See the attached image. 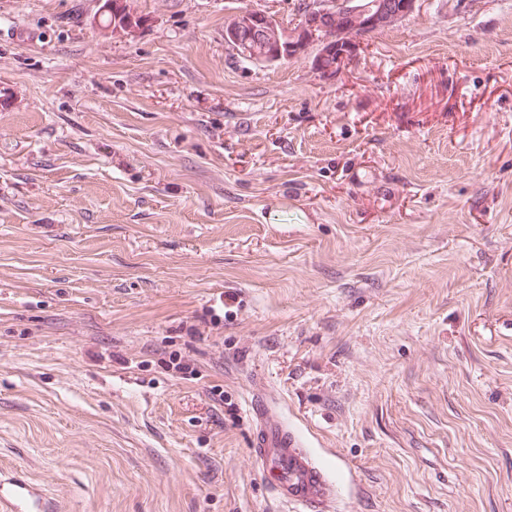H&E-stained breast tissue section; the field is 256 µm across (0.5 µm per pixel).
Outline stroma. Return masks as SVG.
I'll return each mask as SVG.
<instances>
[{
    "label": "stroma",
    "mask_w": 512,
    "mask_h": 512,
    "mask_svg": "<svg viewBox=\"0 0 512 512\" xmlns=\"http://www.w3.org/2000/svg\"><path fill=\"white\" fill-rule=\"evenodd\" d=\"M0 0V469L60 512H512V0H418L337 77L298 0ZM189 371L178 370V363ZM105 6L103 10H107ZM105 16L109 25L113 24V28H125L134 23L135 26L144 22V17H137L131 13L128 0H111L109 9L106 11ZM249 14L250 13L246 12L242 15L236 16L233 19H231L225 26L224 43L227 45L229 49H231L232 51H236L238 55H241V57L246 60L253 59L256 61L271 63L269 54L270 52H272L275 42L276 61L295 57V55L291 53L292 48L288 45V32L284 33L283 40L285 42L282 43V40L280 39L278 32L276 30L272 31L271 29L267 28L261 21L263 18V13L261 12H257L253 15L255 24L250 25V29H248L246 33V38L257 45H265L267 42L271 44L267 45L265 51L258 52V54H256V57H252L251 51H248L246 49V45L244 44L242 39V36L245 32V27H247V24L245 23V18H247L249 22L252 23L251 18L246 17V15ZM239 29L242 30L241 34H238ZM261 55L266 56V58L260 60L259 56ZM250 415L257 423L251 452L269 489L304 512H324L335 492L333 480L260 395L251 400Z\"/></svg>",
    "instance_id": "obj_1"
}]
</instances>
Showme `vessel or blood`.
Wrapping results in <instances>:
<instances>
[{"label": "vessel or blood", "instance_id": "vessel-or-blood-1", "mask_svg": "<svg viewBox=\"0 0 512 512\" xmlns=\"http://www.w3.org/2000/svg\"><path fill=\"white\" fill-rule=\"evenodd\" d=\"M250 414L257 423L252 455L270 490L301 512H324L335 492L333 480L287 425L274 419L263 397H253ZM56 508V501L44 496L29 477L0 472V512H55Z\"/></svg>", "mask_w": 512, "mask_h": 512}]
</instances>
